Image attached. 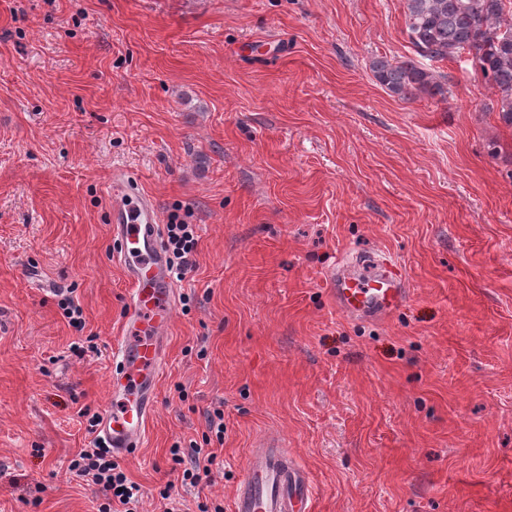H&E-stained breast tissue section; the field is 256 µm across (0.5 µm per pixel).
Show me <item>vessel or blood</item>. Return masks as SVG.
<instances>
[{
    "label": "vessel or blood",
    "instance_id": "vessel-or-blood-1",
    "mask_svg": "<svg viewBox=\"0 0 512 512\" xmlns=\"http://www.w3.org/2000/svg\"><path fill=\"white\" fill-rule=\"evenodd\" d=\"M112 231L121 242L118 259L131 285L122 332L113 349L114 371L96 436L113 454L128 456L146 438L161 375L164 338L176 290L159 235L155 200L128 171L114 169L108 187ZM332 291L339 312L352 319L381 321L403 306L407 290L387 269L354 275L334 272ZM313 490L299 483L287 449L271 442L252 449L234 493L232 512H312Z\"/></svg>",
    "mask_w": 512,
    "mask_h": 512
}]
</instances>
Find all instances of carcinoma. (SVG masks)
<instances>
[{
	"instance_id": "1",
	"label": "carcinoma",
	"mask_w": 512,
	"mask_h": 512,
	"mask_svg": "<svg viewBox=\"0 0 512 512\" xmlns=\"http://www.w3.org/2000/svg\"><path fill=\"white\" fill-rule=\"evenodd\" d=\"M406 26L416 54L441 62L472 55V69L498 96L500 117L512 125V17L506 0H405ZM370 71L403 100L444 96L448 88L414 60H372Z\"/></svg>"
}]
</instances>
